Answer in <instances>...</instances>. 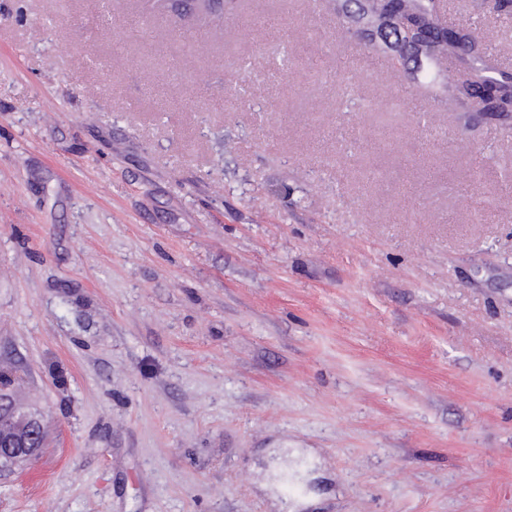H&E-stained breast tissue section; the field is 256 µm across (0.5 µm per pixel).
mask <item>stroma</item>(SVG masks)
<instances>
[{"instance_id": "obj_1", "label": "stroma", "mask_w": 512, "mask_h": 512, "mask_svg": "<svg viewBox=\"0 0 512 512\" xmlns=\"http://www.w3.org/2000/svg\"><path fill=\"white\" fill-rule=\"evenodd\" d=\"M392 69L326 2L0 0V512H512V129ZM155 5L158 9H177L179 5L189 3L188 5L195 6L197 17L202 12L216 13L219 12L224 16V0H155ZM13 415L23 428L15 433L13 443L6 448V440L10 435L11 426L8 421V413L0 414L2 429L0 444V461L3 464L26 463L34 459L40 448L31 443L36 436L37 428L43 429L44 417L40 411L30 410L25 407L15 406L12 408ZM0 424V428H1Z\"/></svg>"}]
</instances>
